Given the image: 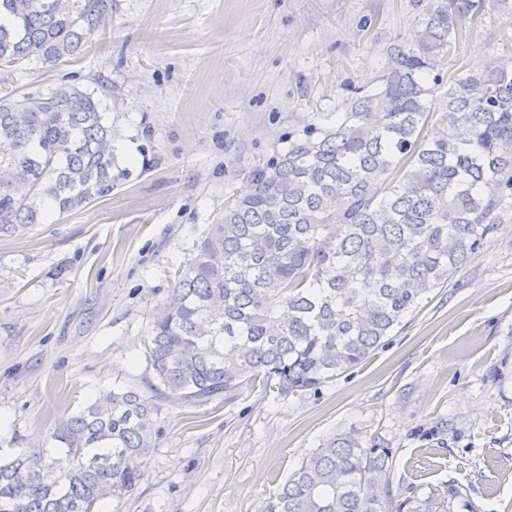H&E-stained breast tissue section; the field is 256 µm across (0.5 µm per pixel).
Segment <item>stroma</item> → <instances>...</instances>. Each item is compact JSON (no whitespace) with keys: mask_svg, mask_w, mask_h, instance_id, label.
Listing matches in <instances>:
<instances>
[{"mask_svg":"<svg viewBox=\"0 0 512 512\" xmlns=\"http://www.w3.org/2000/svg\"><path fill=\"white\" fill-rule=\"evenodd\" d=\"M415 0H118L83 56L0 69V87L95 91L109 112L111 196L0 237V454L47 445L60 419L143 386L152 324L194 244L290 130L377 90ZM512 19L487 16L460 66L490 62ZM142 484L100 512H261L303 457L358 436L395 453L392 493L512 512V223L434 289L364 364L312 393L228 404L167 397Z\"/></svg>","mask_w":512,"mask_h":512,"instance_id":"35a3bbf8","label":"stroma"}]
</instances>
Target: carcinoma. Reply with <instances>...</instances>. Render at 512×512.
<instances>
[{"instance_id": "1", "label": "carcinoma", "mask_w": 512, "mask_h": 512, "mask_svg": "<svg viewBox=\"0 0 512 512\" xmlns=\"http://www.w3.org/2000/svg\"><path fill=\"white\" fill-rule=\"evenodd\" d=\"M410 45L390 48L375 93L336 120L288 133L254 166L197 243L145 360L147 391L119 388L108 404L62 419L50 448L0 458V512H97L134 493L166 394L228 403L260 386L314 392L367 361L448 274L473 262L512 221V38L481 71L448 79L466 24L512 0H416ZM116 0H0V67L82 55ZM94 92L0 96V235L23 236L58 213L112 194L125 173ZM394 452L340 436L303 458L263 512H437L442 502L394 499Z\"/></svg>"}]
</instances>
